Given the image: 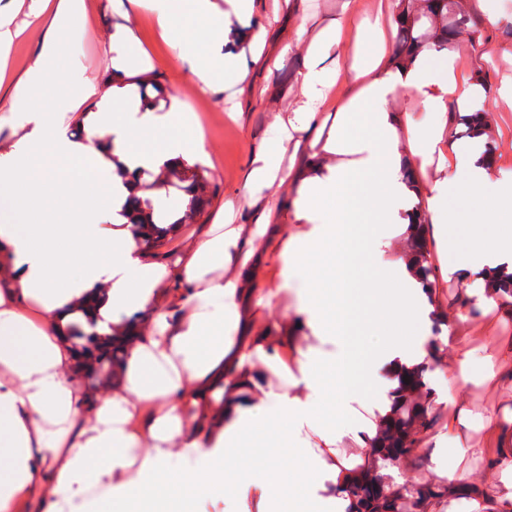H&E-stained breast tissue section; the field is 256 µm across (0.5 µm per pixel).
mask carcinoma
<instances>
[{
	"label": "carcinoma",
	"mask_w": 512,
	"mask_h": 512,
	"mask_svg": "<svg viewBox=\"0 0 512 512\" xmlns=\"http://www.w3.org/2000/svg\"><path fill=\"white\" fill-rule=\"evenodd\" d=\"M399 16L396 46L398 63H409L426 49L443 50L455 47L460 35L477 44L482 37L480 25L457 17V0H398ZM465 133L473 137L487 134L488 116L482 109H473L459 116ZM176 187L189 196L188 209L193 215L204 211L207 199L200 186V175L187 166L166 170L155 177L153 189ZM131 223L137 225L141 241L152 250L167 238L168 230L160 227L162 219H154L149 199L134 195L130 198ZM425 214L416 213L414 231L408 237L409 260L419 276L421 288L428 300H433L434 268L429 261L425 236ZM489 297H512V272L492 273L485 280ZM73 336L82 342L83 352L89 354L87 375L101 380L110 375L121 360L116 347L102 345L101 338L82 326L74 327ZM431 366L427 362L393 371L395 386L390 391L391 409L377 426L368 446L360 457L341 468L335 491L346 502L345 512H442L448 497V478L417 484H401L394 474L408 460L421 461L428 456L420 435L434 424L433 400L430 386Z\"/></svg>",
	"instance_id": "1"
}]
</instances>
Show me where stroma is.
Returning a JSON list of instances; mask_svg holds the SVG:
<instances>
[{
    "instance_id": "stroma-1",
    "label": "stroma",
    "mask_w": 512,
    "mask_h": 512,
    "mask_svg": "<svg viewBox=\"0 0 512 512\" xmlns=\"http://www.w3.org/2000/svg\"><path fill=\"white\" fill-rule=\"evenodd\" d=\"M60 0H0V5L13 4L12 25L20 31L7 67L0 68V115L10 110L8 101L16 81L38 51V41L28 23L36 10H55ZM88 26L64 32L63 38L71 52L62 63L65 79H76L94 85L95 95L78 106L79 111L96 110L100 100L111 97L112 85L106 69L107 48L114 31L134 30L138 36L139 66L128 75L130 87L139 80L157 76L164 92L163 100L180 102L185 111H193L197 98H207L213 111L228 114L230 128L207 126L198 121L196 134L202 135L208 157L199 159L200 173L206 185L207 205L202 215L186 219L179 233L168 237L166 243L154 250L155 261L167 262L178 255L190 239L204 236L214 223L219 206L233 201V221L237 224H258L259 207L243 200V186L253 153L268 143L280 112L292 107L298 94L300 80L306 70L303 48L291 40L298 27H305L307 36H314L336 19L342 0H300L297 13L289 15L275 6L274 0H254L250 20L228 16L224 32L231 42H238L249 27H262L267 32L264 61L252 64L243 90L223 97L203 93L179 61L176 44L192 18L189 12L173 17L168 35H160L152 15L143 10L129 12L126 0H86ZM461 13L477 21L484 29L478 45L460 41L455 48L458 64L467 77H481L483 87L478 99L488 115L490 134L498 161L499 175L512 180V106L501 100L499 90L512 83V0H500L496 21H489L481 10L479 0H462ZM320 159L309 144H302L293 160L290 182L282 185L277 194L281 205L277 223L267 225L259 238L252 262L257 269L253 297L248 303V336H284L292 354L316 346L317 341L298 312L295 288H283L279 274V254L287 237L297 235L302 224L295 218L298 183L311 177ZM354 248L343 251L348 267L352 295L345 310L336 319L345 329L341 342L351 357L364 359L380 342L385 331L377 319L376 302L371 283L385 275L386 261L394 260L406 249L404 238L392 239L385 261L371 258L364 248L365 241L375 229L365 212H356ZM430 260L436 271L435 308L438 315L427 323L426 349L437 352L430 381L438 397L435 423L423 433L428 448H452L451 461L428 459L425 465L406 462L398 472V482L429 481L439 473L455 466L460 480L482 484L493 478L485 462L494 453V444L486 426L487 417H495L501 426L512 425V375L504 364L512 361V300L499 298L493 302L481 300L484 291L481 281L461 278L448 272L435 238H428ZM477 293V314L468 315L458 309L457 300L466 292ZM470 352L473 359L493 358L499 367L496 377L489 381L457 385L452 381L458 358Z\"/></svg>"
}]
</instances>
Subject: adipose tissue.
<instances>
[{
	"label": "adipose tissue",
	"instance_id": "ef3b65f1",
	"mask_svg": "<svg viewBox=\"0 0 512 512\" xmlns=\"http://www.w3.org/2000/svg\"><path fill=\"white\" fill-rule=\"evenodd\" d=\"M253 7L254 0H188L205 27L186 31L178 56L202 90L220 93L245 82L246 57H261L264 31L250 34L243 56L227 51L219 25L230 12L249 18ZM86 20V0H60L49 23L33 20L40 50L20 79L24 95L12 103L22 117L21 134L0 138V512H22L30 502L46 503L47 512H196L199 498L251 491L261 493L262 512H282L281 503L294 497L277 488L285 457H313V466L297 474L311 494L336 480L335 465L313 456L306 431H315L328 448L346 435L365 443L374 431L369 421L345 432L320 420L321 368L339 366L346 378L360 371L375 382L381 369L426 359L425 349L398 333L423 313L420 282L403 256L390 268L393 286L376 283L374 295L392 333L360 366L337 342L330 315L350 296L349 281L318 276L302 283L299 311L318 341L302 354L305 393L271 392L250 403L245 394L255 390L257 373L248 349L233 339L246 282L225 275L224 266L248 263L252 253L244 245L256 243V233L233 223V206L226 203L208 234L175 260L156 262L141 246L128 222L134 186L124 172H156L204 156L206 144L181 135L144 147L142 133L180 123L182 108L174 102L165 109L145 106L122 83H113L111 99L96 111L60 110L70 93L83 99L95 93L89 84L70 88L57 72L68 52L60 31ZM391 25L382 6L354 26L333 21L306 41L299 101L278 116L270 141L252 158L246 195L276 218L274 194L288 178L285 146L318 121L339 77L324 61L348 30H356L358 42L373 43L372 53L353 64L357 91L337 106L321 146L337 163L316 167L300 187L296 216L306 228L279 255L283 284L300 281L313 267H337L356 210L374 217L371 252L382 256L391 238L409 232L415 216L417 194L405 170L429 163L444 145L454 161L426 200L440 253L465 277L485 268L512 269V233L478 232L461 247L445 231L462 210L481 225L512 216V182L496 178L482 138L461 148L444 141L446 100L467 105L480 90L461 76L449 49L387 68ZM402 91L416 95L425 112L423 120L405 123L404 144L391 107ZM359 112L369 113L370 133L355 130ZM105 129L111 141L102 140ZM48 156L71 169L69 181L35 177ZM133 314L141 318L134 332L127 322ZM87 319L124 354L94 392L82 380L72 335ZM272 439L278 448L261 457L256 471L235 467L244 449Z\"/></svg>",
	"mask_w": 512,
	"mask_h": 512
}]
</instances>
